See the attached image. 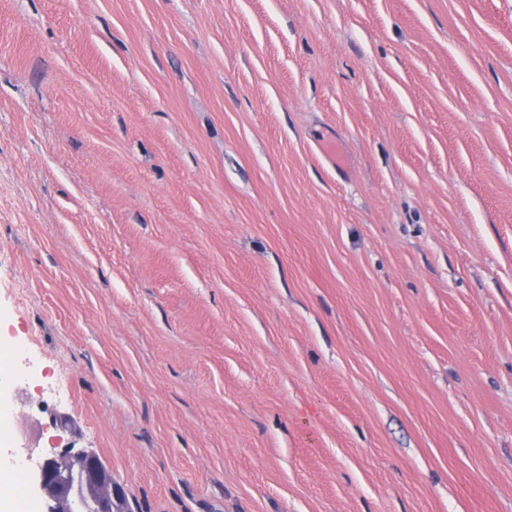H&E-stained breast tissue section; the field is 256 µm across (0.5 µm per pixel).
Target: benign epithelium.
Returning a JSON list of instances; mask_svg holds the SVG:
<instances>
[{
    "label": "benign epithelium",
    "instance_id": "1",
    "mask_svg": "<svg viewBox=\"0 0 512 512\" xmlns=\"http://www.w3.org/2000/svg\"><path fill=\"white\" fill-rule=\"evenodd\" d=\"M27 482L45 500L43 512H128L112 471L93 452L54 451L27 474Z\"/></svg>",
    "mask_w": 512,
    "mask_h": 512
}]
</instances>
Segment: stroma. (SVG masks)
Returning <instances> with one entry per match:
<instances>
[{
	"mask_svg": "<svg viewBox=\"0 0 512 512\" xmlns=\"http://www.w3.org/2000/svg\"><path fill=\"white\" fill-rule=\"evenodd\" d=\"M0 342L8 473L512 512V0H0Z\"/></svg>",
	"mask_w": 512,
	"mask_h": 512,
	"instance_id": "1",
	"label": "stroma"
}]
</instances>
